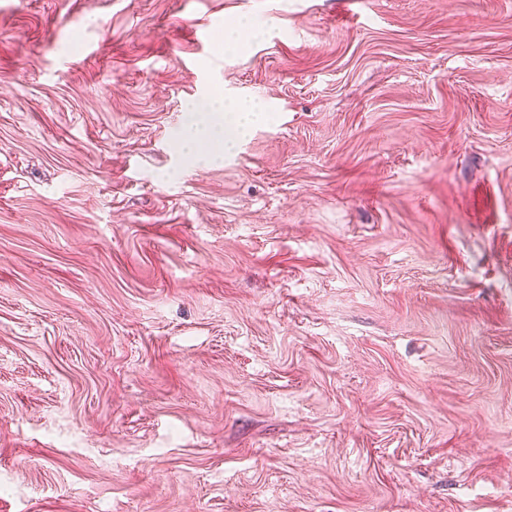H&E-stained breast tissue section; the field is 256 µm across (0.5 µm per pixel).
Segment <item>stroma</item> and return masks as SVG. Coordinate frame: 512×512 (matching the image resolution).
Wrapping results in <instances>:
<instances>
[{"label":"stroma","instance_id":"35a3bbf8","mask_svg":"<svg viewBox=\"0 0 512 512\" xmlns=\"http://www.w3.org/2000/svg\"><path fill=\"white\" fill-rule=\"evenodd\" d=\"M0 512H512V0H0ZM259 112H255V107H248L244 104L233 101L226 102L223 98L212 97L208 104L203 108L204 113L221 112L223 114L224 124H215L209 118L212 128H216V133L224 135V147L229 148L238 138L243 136L254 118H259L264 114L263 108H258Z\"/></svg>","mask_w":512,"mask_h":512}]
</instances>
